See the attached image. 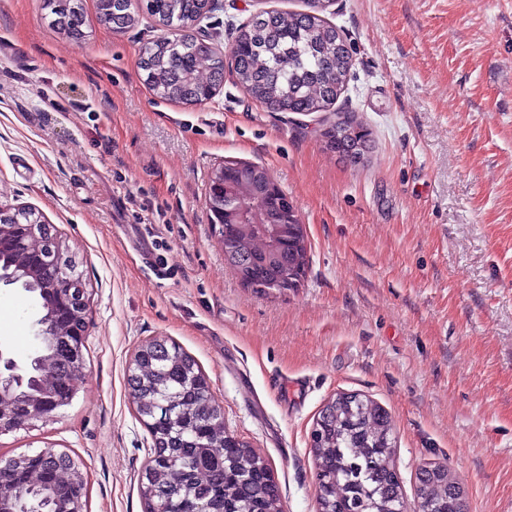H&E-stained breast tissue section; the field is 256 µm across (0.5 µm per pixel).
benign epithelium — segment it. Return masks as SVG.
<instances>
[{"instance_id": "benign-epithelium-1", "label": "benign epithelium", "mask_w": 512, "mask_h": 512, "mask_svg": "<svg viewBox=\"0 0 512 512\" xmlns=\"http://www.w3.org/2000/svg\"><path fill=\"white\" fill-rule=\"evenodd\" d=\"M223 166L215 169L210 178L209 212L211 223L224 225V213L235 210L234 200L222 196L224 192ZM269 195L274 212L282 224H293L297 216L274 180H269ZM5 216L0 215V260L12 256L20 260L17 269L40 288L38 300L45 316L40 318L35 340L42 342L49 333L50 353L39 354L31 366L42 371L41 380L26 395L19 393L22 372L25 368L0 350V433L25 426L36 418H47L56 410L69 405L75 391L68 376L84 368L83 350L90 336V307L86 289L72 292V264L63 261V255L45 262L39 253L32 251L29 238L36 234V225H27V233H19L4 226ZM45 452L11 458L0 464V471L16 472L25 479L37 477L48 482L41 469Z\"/></svg>"}]
</instances>
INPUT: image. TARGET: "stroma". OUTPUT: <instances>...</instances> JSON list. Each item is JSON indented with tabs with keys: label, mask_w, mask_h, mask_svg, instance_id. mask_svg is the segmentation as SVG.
Here are the masks:
<instances>
[{
	"label": "stroma",
	"mask_w": 512,
	"mask_h": 512,
	"mask_svg": "<svg viewBox=\"0 0 512 512\" xmlns=\"http://www.w3.org/2000/svg\"><path fill=\"white\" fill-rule=\"evenodd\" d=\"M45 0H0V206L35 209L78 261L91 335L72 402L0 434V458L77 455L87 512H145L151 437L129 395L139 346L197 361L227 431L270 464L282 512H316L311 431L339 393L385 408L406 512L447 465L464 512H512V0H336L353 68L333 111L272 112L232 72L212 101L156 97L139 67L162 32H122L84 0L86 38ZM305 0H219L193 28L229 55L237 27ZM349 114L363 159L325 149ZM265 167L304 225L284 293L244 287L210 221L227 162ZM152 253L151 264L138 255ZM35 294L0 285V349L36 351Z\"/></svg>",
	"instance_id": "35a3bbf8"
}]
</instances>
